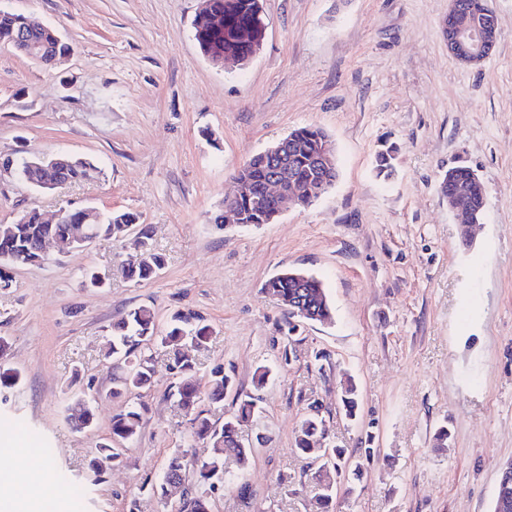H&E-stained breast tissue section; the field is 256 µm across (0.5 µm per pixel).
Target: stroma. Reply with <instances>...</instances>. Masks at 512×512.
<instances>
[{
  "instance_id": "stroma-1",
  "label": "stroma",
  "mask_w": 512,
  "mask_h": 512,
  "mask_svg": "<svg viewBox=\"0 0 512 512\" xmlns=\"http://www.w3.org/2000/svg\"><path fill=\"white\" fill-rule=\"evenodd\" d=\"M261 4V52L220 66L194 38L202 0H0L73 47L46 67L0 46V224L34 205L47 218L87 205L139 216L116 241L48 244L47 261L15 267L0 289V367L21 374L0 400V447L27 449L24 477L47 512H178L195 495L212 512H491L512 461V0H490L497 43L469 67L444 37L449 0ZM310 125L334 144L333 187L269 224L215 223L235 170ZM390 146L385 181L375 155ZM21 153L86 157L102 174L39 192L9 164ZM456 166L485 189L467 247L439 193ZM144 233L166 262L138 283L126 267ZM89 266L106 274L103 287L83 286ZM287 269L323 282L330 323L289 327L263 289ZM138 306L162 330L177 312L202 317L207 346L182 349L193 381L208 391L220 370L256 397L240 430L253 455L243 471L225 460L232 481L191 472L153 492L174 453L212 454L168 394L179 374L157 341L144 349L153 374L140 432L94 475L97 446L126 407L110 394L122 374L106 356L111 326ZM261 366L272 376L258 388ZM349 379L353 420L339 405ZM79 391L95 413L83 431L65 418ZM315 407L326 445L346 451L324 511L316 467L295 445Z\"/></svg>"
}]
</instances>
